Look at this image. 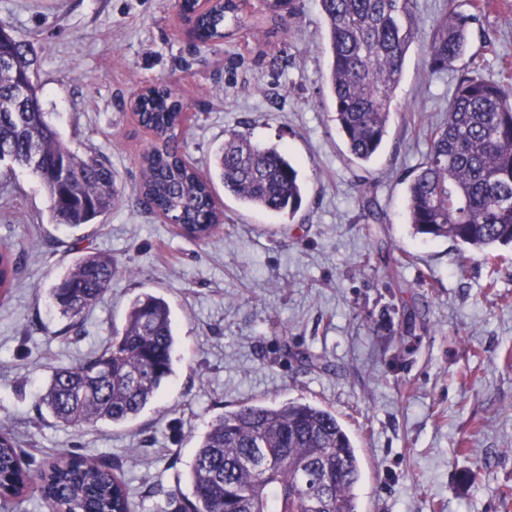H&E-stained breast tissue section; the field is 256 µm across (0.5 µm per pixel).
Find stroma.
<instances>
[{
	"mask_svg": "<svg viewBox=\"0 0 512 512\" xmlns=\"http://www.w3.org/2000/svg\"><path fill=\"white\" fill-rule=\"evenodd\" d=\"M296 7L247 17L202 48L184 36L175 0H0V21L36 56L44 112L79 156L111 167L118 198L96 223L65 228L51 223L37 178L0 162V244L21 257L0 300V430L24 467L63 450L109 460L135 512H167L191 492L211 420L248 400L300 399L335 411L357 446L359 512H512V249L464 253L414 235L406 214L422 128L447 117L459 77H512V0L475 12L466 55L437 75L422 49L444 0H416L388 134L367 165L330 108L319 0ZM153 82L182 94L193 118L180 147L200 171L229 133L278 145L305 184L301 209L250 210L219 183L224 224L198 242L144 208L135 188L151 136L129 102ZM94 252L115 274L75 334L47 290ZM144 292L171 308V381L130 424L58 425L40 405L49 375L105 344Z\"/></svg>",
	"mask_w": 512,
	"mask_h": 512,
	"instance_id": "stroma-1",
	"label": "stroma"
}]
</instances>
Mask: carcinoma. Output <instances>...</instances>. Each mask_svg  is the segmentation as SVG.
Masks as SVG:
<instances>
[{
	"label": "carcinoma",
	"instance_id": "cac0c4a2",
	"mask_svg": "<svg viewBox=\"0 0 512 512\" xmlns=\"http://www.w3.org/2000/svg\"><path fill=\"white\" fill-rule=\"evenodd\" d=\"M329 31L328 89L351 154L369 162L387 134L391 103L413 42V0H320ZM202 43L219 42L244 25L238 0H215L204 13L184 0ZM470 15L446 0L423 47L430 72L448 70L467 48ZM35 60L22 42L0 40V161L28 168L43 185L55 224H91L112 208V169L80 158L46 119L36 83L22 112L12 111L17 83ZM137 122L153 142L141 156L138 192L158 215L182 220L180 234L203 241L223 223L214 178L243 205L293 215L303 185L289 157L233 135L216 153V175L203 174L180 149L184 103L159 85L141 93ZM427 151L407 189L409 223L426 238H447L485 256L512 245V83L478 72L459 79L447 118L425 131ZM67 176L61 177L60 170ZM20 258L0 245V291L14 286ZM112 258L81 256L50 288L54 308L78 331L81 319L110 287ZM176 339L167 302L150 293L131 304L126 324L78 364L55 370L40 402L56 422L80 428L135 419L174 374ZM192 498L175 512H358L362 479L357 448L336 413L318 404L247 401L226 411L199 438L191 466ZM38 493L46 512H132L112 464L63 452L48 469H23L17 443L0 434V498Z\"/></svg>",
	"mask_w": 512,
	"mask_h": 512
}]
</instances>
